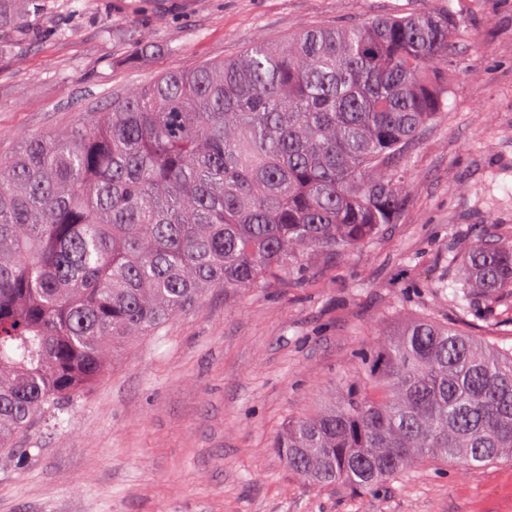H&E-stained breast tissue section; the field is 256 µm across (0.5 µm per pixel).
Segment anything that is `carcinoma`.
Segmentation results:
<instances>
[{
  "label": "carcinoma",
  "instance_id": "carcinoma-1",
  "mask_svg": "<svg viewBox=\"0 0 512 512\" xmlns=\"http://www.w3.org/2000/svg\"><path fill=\"white\" fill-rule=\"evenodd\" d=\"M39 0H0V42ZM453 17L381 14L255 41L166 73L0 159V453L80 400L136 339L317 257L367 245L411 183L400 157L441 114ZM512 294V239L476 226L466 311ZM273 447L314 486L365 494L421 463L512 459V348L416 317L360 352L337 401Z\"/></svg>",
  "mask_w": 512,
  "mask_h": 512
}]
</instances>
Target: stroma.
<instances>
[{"instance_id": "1", "label": "stroma", "mask_w": 512, "mask_h": 512, "mask_svg": "<svg viewBox=\"0 0 512 512\" xmlns=\"http://www.w3.org/2000/svg\"><path fill=\"white\" fill-rule=\"evenodd\" d=\"M447 10L456 54L440 117L406 151L410 194L363 248L313 262L301 286L225 297L115 360L60 424L0 463V512H512V461L411 468L355 496L288 471L272 440L338 398L362 347L406 320L455 323L474 225L512 236V0H45L43 37L0 55V158L68 130L127 88L317 24ZM149 49H141V39ZM469 321L512 347V297Z\"/></svg>"}]
</instances>
